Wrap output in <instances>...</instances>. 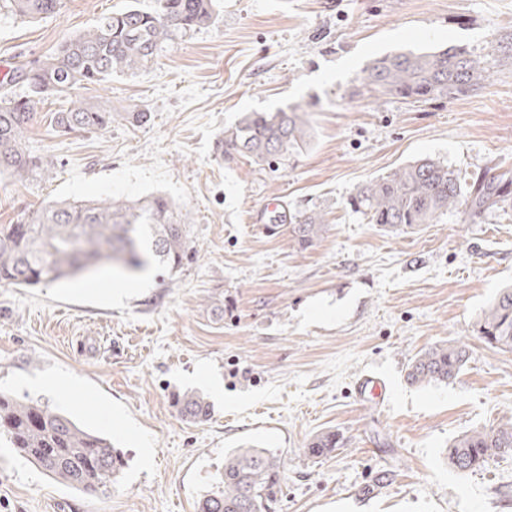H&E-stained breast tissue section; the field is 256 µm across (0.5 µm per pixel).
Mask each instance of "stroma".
I'll return each instance as SVG.
<instances>
[{
    "label": "stroma",
    "mask_w": 512,
    "mask_h": 512,
    "mask_svg": "<svg viewBox=\"0 0 512 512\" xmlns=\"http://www.w3.org/2000/svg\"><path fill=\"white\" fill-rule=\"evenodd\" d=\"M155 0H61L27 21L0 10V78L45 58L104 15ZM212 25L154 63L78 90L112 113L104 132L59 135L48 97L26 133L47 165L0 175V224L53 199L161 194L181 211L194 255L108 296L104 275L35 288L0 286V390L28 396L111 436L125 467L90 496L45 476L0 436V512H197L224 456L255 444L282 456L273 512H512V458L461 474L457 436L512 416V352L474 324L512 283V206L478 224L460 214L388 235L351 211L361 183L422 157L470 176L512 171V0H221ZM455 46L481 60L482 89L441 101L355 95L370 60ZM299 105L311 136L288 159H224L216 143L245 111ZM142 108L148 120L130 123ZM271 198L322 214L311 247L252 223ZM224 304L223 315L209 305ZM459 341L472 358L455 381L407 383L409 359ZM386 384L361 400L362 374ZM56 378L69 400L38 387ZM199 392L209 418L182 417ZM333 430L327 458L305 451ZM177 411L187 419L204 421L210 416V404L196 392H184L173 399ZM342 447V441L336 432L327 431L310 438L306 446L308 455L316 458L327 457Z\"/></svg>",
    "instance_id": "35a3bbf8"
}]
</instances>
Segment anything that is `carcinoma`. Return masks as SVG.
I'll list each match as a JSON object with an SVG mask.
<instances>
[{"label": "carcinoma", "instance_id": "cac0c4a2", "mask_svg": "<svg viewBox=\"0 0 512 512\" xmlns=\"http://www.w3.org/2000/svg\"><path fill=\"white\" fill-rule=\"evenodd\" d=\"M219 0H156L150 10L138 6L100 17L49 57L19 68L12 86L0 87V175L25 180L45 162L25 144L24 133L46 95L67 98L76 89L112 79L155 61L176 40L214 22ZM12 15L36 20L56 13L59 0H5ZM487 75L465 50L445 47L428 52H399L373 60L357 77L353 94L437 101L481 89ZM53 130L105 131L112 112L76 100L54 114ZM310 136L308 112L299 105L269 112H245L220 140L221 151L254 162L283 160ZM512 203V174L490 168L464 178L444 162L424 157L356 187L351 208L369 224L392 234L414 233L425 224L461 213L477 224L485 213ZM286 228L290 241L306 249L322 237L326 224L316 213H295ZM193 251L188 225L162 195L136 200L48 201L17 224H0V284L33 288L83 274L119 269L132 276L156 263L173 272ZM477 333L491 347L512 351V287L501 289L477 320ZM469 360L460 342L418 352L407 367L414 386L455 380ZM187 419L204 421L210 404L196 392L174 397ZM0 433L16 452L45 475L86 493L107 490L124 467L112 440L79 426L49 405L20 400L0 390ZM342 447L338 434L310 438L308 455L327 457ZM512 455V417L489 430L455 438L448 465L469 472L493 458ZM285 461L266 448L243 446L224 458L217 489L199 501L197 512H271L285 478Z\"/></svg>", "mask_w": 512, "mask_h": 512}]
</instances>
